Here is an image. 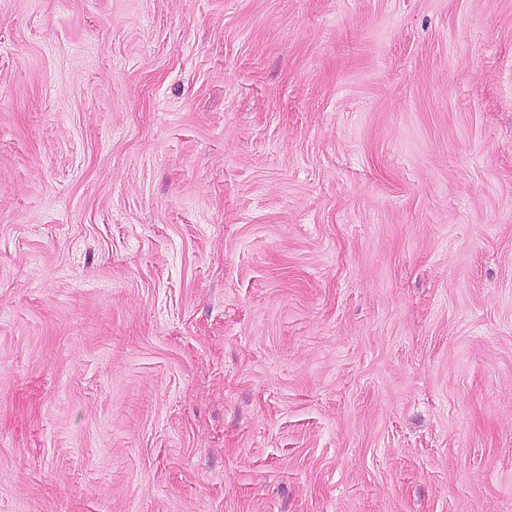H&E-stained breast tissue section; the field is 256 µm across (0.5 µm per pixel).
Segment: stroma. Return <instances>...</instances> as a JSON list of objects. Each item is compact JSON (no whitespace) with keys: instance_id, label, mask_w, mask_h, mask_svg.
I'll use <instances>...</instances> for the list:
<instances>
[{"instance_id":"1","label":"stroma","mask_w":512,"mask_h":512,"mask_svg":"<svg viewBox=\"0 0 512 512\" xmlns=\"http://www.w3.org/2000/svg\"><path fill=\"white\" fill-rule=\"evenodd\" d=\"M0 512H512V0H0Z\"/></svg>"}]
</instances>
